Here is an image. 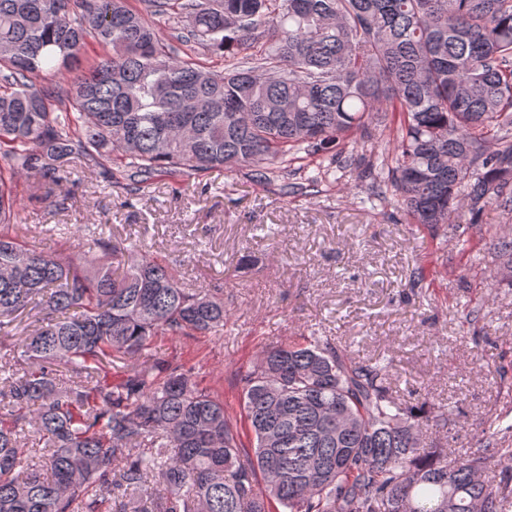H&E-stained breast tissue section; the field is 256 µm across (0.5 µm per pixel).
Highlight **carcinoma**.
Segmentation results:
<instances>
[{"instance_id": "1", "label": "carcinoma", "mask_w": 512, "mask_h": 512, "mask_svg": "<svg viewBox=\"0 0 512 512\" xmlns=\"http://www.w3.org/2000/svg\"><path fill=\"white\" fill-rule=\"evenodd\" d=\"M0 0V224L11 181L50 187L74 156L130 195L155 178L246 169L256 183L316 162L336 178L345 145L367 201L401 200L415 224L512 214V0ZM111 52L62 99L45 74ZM219 53L213 70L191 57ZM63 257L0 233V329L42 314L0 363V512H512L483 477L486 443L450 462L421 447L425 420L326 336L261 351L241 376L245 446L224 401L185 365L112 376V356L156 336L219 335L224 296L183 287L143 254ZM38 363L35 369L21 366ZM37 435V463L21 453Z\"/></svg>"}]
</instances>
